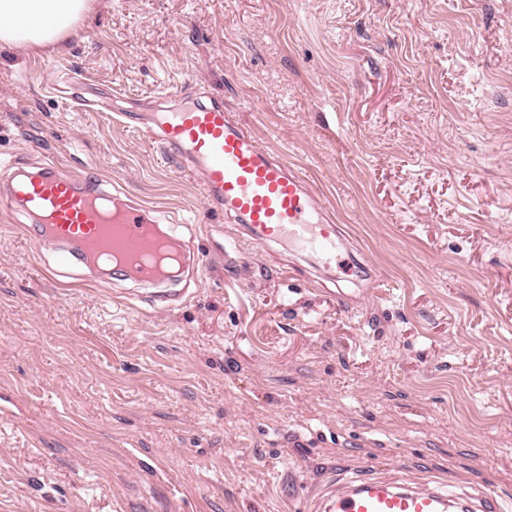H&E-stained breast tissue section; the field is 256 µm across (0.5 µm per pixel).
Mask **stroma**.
Returning <instances> with one entry per match:
<instances>
[{"mask_svg": "<svg viewBox=\"0 0 512 512\" xmlns=\"http://www.w3.org/2000/svg\"><path fill=\"white\" fill-rule=\"evenodd\" d=\"M0 48L6 162L93 168L194 226L164 308L0 222V512H310L359 473L512 496V0H92ZM299 169L390 289L345 309L112 124L173 86Z\"/></svg>", "mask_w": 512, "mask_h": 512, "instance_id": "obj_1", "label": "stroma"}]
</instances>
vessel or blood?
Here are the masks:
<instances>
[{
	"label": "vessel or blood",
	"mask_w": 512,
	"mask_h": 512,
	"mask_svg": "<svg viewBox=\"0 0 512 512\" xmlns=\"http://www.w3.org/2000/svg\"><path fill=\"white\" fill-rule=\"evenodd\" d=\"M120 122L159 143L198 182L210 210L244 225L252 244L314 252L339 260L346 272L360 268L354 256L337 257L338 227L306 177L270 157L222 101H186L147 123L124 113ZM0 205L35 220L39 235L57 252V269L113 270L154 287L159 303L176 300L165 287L166 276L142 262L155 245L163 209L112 190L91 170L64 175L55 164H43L1 190ZM318 512L506 510L496 496L462 482L451 488L443 480L353 477L336 481Z\"/></svg>",
	"instance_id": "1"
}]
</instances>
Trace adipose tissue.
Masks as SVG:
<instances>
[{
    "label": "adipose tissue",
    "instance_id": "1",
    "mask_svg": "<svg viewBox=\"0 0 512 512\" xmlns=\"http://www.w3.org/2000/svg\"><path fill=\"white\" fill-rule=\"evenodd\" d=\"M88 0H0V44L39 51L79 37Z\"/></svg>",
    "mask_w": 512,
    "mask_h": 512
}]
</instances>
